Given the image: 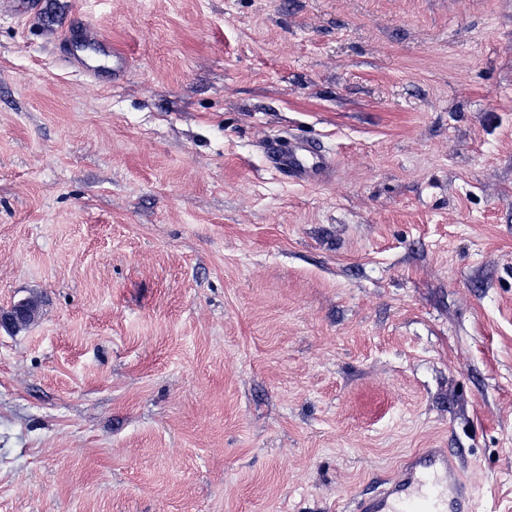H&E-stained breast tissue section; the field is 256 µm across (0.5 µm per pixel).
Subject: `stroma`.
Returning a JSON list of instances; mask_svg holds the SVG:
<instances>
[{"label": "stroma", "instance_id": "35a3bbf8", "mask_svg": "<svg viewBox=\"0 0 512 512\" xmlns=\"http://www.w3.org/2000/svg\"><path fill=\"white\" fill-rule=\"evenodd\" d=\"M133 61L93 82L53 33ZM335 157L318 186L265 141ZM0 512H512V0L0 12ZM272 168L288 178L289 182L318 185L330 169V152L318 141L289 137L286 141H273L265 150ZM37 303L31 299H22L7 309L0 310V328L14 329L17 326L28 325L36 318ZM448 448H422L372 494L359 496L352 512H476L477 484L463 474Z\"/></svg>", "mask_w": 512, "mask_h": 512}]
</instances>
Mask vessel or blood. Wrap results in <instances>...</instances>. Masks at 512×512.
Returning <instances> with one entry per match:
<instances>
[{
	"label": "vessel or blood",
	"mask_w": 512,
	"mask_h": 512,
	"mask_svg": "<svg viewBox=\"0 0 512 512\" xmlns=\"http://www.w3.org/2000/svg\"><path fill=\"white\" fill-rule=\"evenodd\" d=\"M265 156L289 181L306 185L321 184L332 164L329 151L308 138L271 142ZM456 459L446 448L411 454L377 491L357 497L352 512H477V484Z\"/></svg>",
	"instance_id": "1"
}]
</instances>
